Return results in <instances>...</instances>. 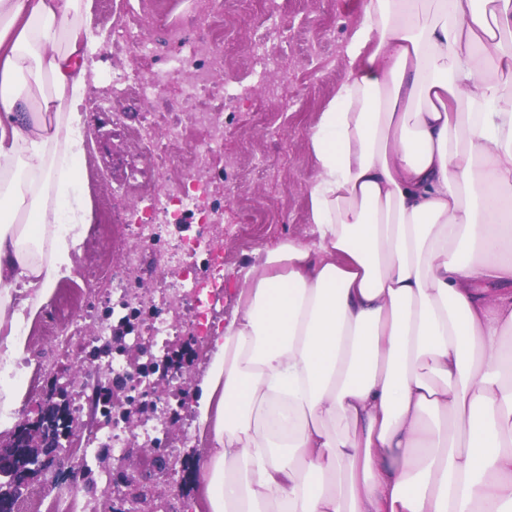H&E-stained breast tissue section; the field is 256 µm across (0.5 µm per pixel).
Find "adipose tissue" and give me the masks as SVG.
Wrapping results in <instances>:
<instances>
[{
    "label": "adipose tissue",
    "instance_id": "adipose-tissue-1",
    "mask_svg": "<svg viewBox=\"0 0 512 512\" xmlns=\"http://www.w3.org/2000/svg\"><path fill=\"white\" fill-rule=\"evenodd\" d=\"M363 0L311 237L253 252L193 409L209 512H512V0ZM91 0H0V391L70 277Z\"/></svg>",
    "mask_w": 512,
    "mask_h": 512
}]
</instances>
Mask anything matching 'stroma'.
I'll return each instance as SVG.
<instances>
[{
  "instance_id": "1",
  "label": "stroma",
  "mask_w": 512,
  "mask_h": 512,
  "mask_svg": "<svg viewBox=\"0 0 512 512\" xmlns=\"http://www.w3.org/2000/svg\"><path fill=\"white\" fill-rule=\"evenodd\" d=\"M102 2L92 0L90 15V26L102 43L88 72L84 112L90 146L81 163L93 222L74 256V267L79 270L103 263L120 271L128 252L137 246L134 230L112 242L101 227L126 223L131 213L144 207L131 192L144 178L139 132L150 128L160 134L182 132V152L188 157L198 144L196 136L186 130L189 113L223 110L224 152L195 171L223 201V224L215 231L195 222L172 224L159 243L165 249L203 235L212 250L223 253V287L204 298L202 306L211 323L223 322L234 312L239 271L251 252L275 247L286 237L309 235L307 187L317 170L308 131L350 76L352 67L344 48L349 31L361 20V0H277L273 12L261 0L249 7L242 0H224L223 13L215 15L206 28L197 20V0H175L170 29H161L156 18L136 16L140 36L155 49L134 60L113 55L112 45L120 33L113 21L102 20ZM220 28L229 43L224 69L211 77L208 93L185 103L181 87L192 73L191 48ZM263 34L268 37L261 48L265 65L258 68L247 60L243 48ZM175 54L181 58L177 66L171 61ZM122 66L165 75V90L113 97L112 76ZM116 111L121 114L117 122L112 119ZM188 268L200 279L210 277L202 256L188 255L182 266L153 276L135 275L131 287L163 315L169 309L166 286L182 280ZM69 284L66 278L57 283L27 330L28 340L18 360L25 372L23 389L10 400L14 423L0 427V443H7L14 424L34 419L39 403L56 390H64L68 408H80L81 413L71 444L56 451L64 462L62 477L49 471L33 481L19 500L17 512H36L45 497L71 493L84 498L89 512H113V484L132 471L145 478L156 499L169 505L171 512H195L200 502L197 486L177 483L175 476L151 466L164 450L189 460L199 455L192 435L185 432L186 425L195 421L194 411L179 394L163 392L169 406L179 413L169 427L165 449L144 446L136 439L126 458L117 462L110 448L95 443L100 414L89 400L92 389L86 381L95 378L108 385L112 379L103 369V355L62 345L61 339L73 335L74 319L94 328L108 310L109 296L100 289H89L74 311L64 294Z\"/></svg>"
}]
</instances>
